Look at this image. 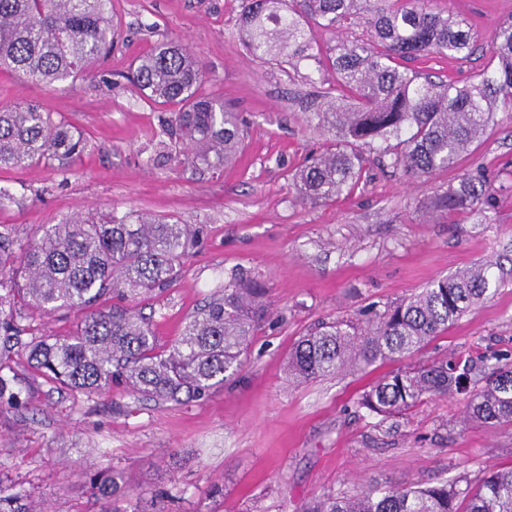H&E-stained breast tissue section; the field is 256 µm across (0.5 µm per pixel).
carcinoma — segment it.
I'll list each match as a JSON object with an SVG mask.
<instances>
[{
  "label": "carcinoma",
  "mask_w": 512,
  "mask_h": 512,
  "mask_svg": "<svg viewBox=\"0 0 512 512\" xmlns=\"http://www.w3.org/2000/svg\"><path fill=\"white\" fill-rule=\"evenodd\" d=\"M243 45L257 61L296 73L308 60L336 77L307 121L331 136L328 149L297 168L293 185L304 202H330L361 182L368 147L390 157L404 176H431L456 163L501 107L512 106V17L500 22L486 66L465 83L432 80L399 68L412 56L467 57L474 36L464 20L434 0H243ZM370 30L336 42L338 31ZM319 29L331 35L323 43ZM117 29L112 0H0V70L45 84L90 73L112 52ZM133 77L144 94L176 111L164 133L183 146L184 159L221 171L244 147V129L224 100L200 93L205 73L186 45L170 40L143 56ZM86 148L81 133L39 103L0 106V169L44 165L65 174ZM497 189L480 169L440 194L437 213L485 215ZM204 228L172 216L112 209L50 224L23 242L0 231V359L21 348L30 365L64 388L100 393L119 383L159 403L209 396L242 365L266 288L233 270L221 296L186 322L182 335L159 347L148 318L129 299L154 290L181 271ZM498 268L500 277H492ZM509 271L501 262L477 264L431 281L398 301L372 304L355 321L323 322L288 353V376L298 384L340 371L366 370L412 353L448 331L475 303L488 298ZM46 314L76 311L67 335L18 336L16 304ZM470 362L441 361L392 371L365 390L357 408L394 421L425 399L467 390ZM21 405L0 375V404ZM467 419L512 422V363H497L472 395ZM89 484L104 512H142L122 474L93 475ZM0 485V512H46ZM301 512H512V466L496 468L477 486L458 481L415 488L331 491Z\"/></svg>",
  "instance_id": "1"
}]
</instances>
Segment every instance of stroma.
Wrapping results in <instances>:
<instances>
[{"instance_id": "35a3bbf8", "label": "stroma", "mask_w": 512, "mask_h": 512, "mask_svg": "<svg viewBox=\"0 0 512 512\" xmlns=\"http://www.w3.org/2000/svg\"><path fill=\"white\" fill-rule=\"evenodd\" d=\"M437 6L469 22L477 50L401 65L468 80L485 66L512 0ZM240 11L241 0H112L119 43L87 76L46 86L0 72V104L40 102L91 145L63 176L41 165L0 170V189L10 195L0 203L1 228L26 240L42 225L114 208L206 225L180 277L132 301L163 348L232 270H250L267 290L241 369L203 400L159 406L120 386L100 395L71 391L12 354L4 372L27 406H0V483L49 512H100L86 476L115 470L143 493V512H298L331 490L473 484L486 469L512 463V424L465 420V400L455 393L420 404L382 434L355 403L394 363L301 386L285 371L291 345L318 321L353 319L369 303L512 258V109L499 110L457 164L432 177L389 173L372 153L351 194L301 203L291 176L330 144L305 124L304 104L332 76L312 61L291 77L253 60L240 41ZM168 38L196 54L202 92L223 98L247 123L243 154L223 171L171 158L161 132L169 107L145 99L127 78L136 57ZM478 166L501 187L486 219L433 216L436 196ZM493 354L512 357V277L403 363ZM161 489L172 501L150 500Z\"/></svg>"}]
</instances>
